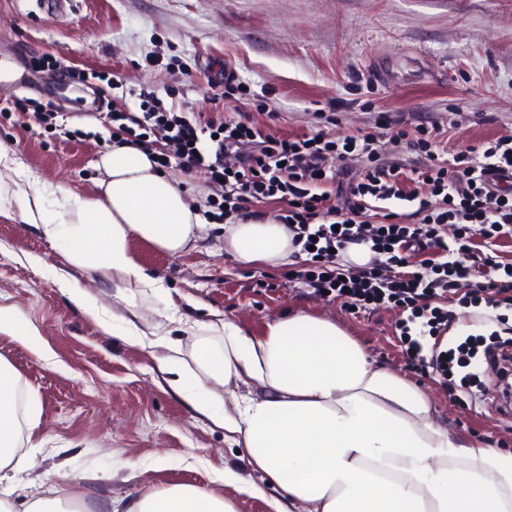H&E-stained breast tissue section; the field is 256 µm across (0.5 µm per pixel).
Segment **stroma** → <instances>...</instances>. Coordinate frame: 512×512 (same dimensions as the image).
<instances>
[{
    "label": "stroma",
    "instance_id": "1",
    "mask_svg": "<svg viewBox=\"0 0 512 512\" xmlns=\"http://www.w3.org/2000/svg\"><path fill=\"white\" fill-rule=\"evenodd\" d=\"M51 68L31 69L34 59ZM84 75L80 84L63 67ZM233 71L248 111L271 101L280 133L308 132L316 110H337L342 138L373 111L430 124L459 111L448 132L459 152L512 135V0H0V307L19 312L33 336L0 333V359L38 395L43 447L28 449L16 500L131 498L174 484L230 501L236 512H272L279 489L241 457L232 435L196 413L152 356L154 338L222 344L231 320L259 331L274 314L303 309L336 322L375 363L431 397L455 433L512 449V418L450 398L401 354L390 309L351 310L285 281L283 268L241 266L210 220L193 251L171 257L137 244L153 288L117 289L72 266L30 224L25 194L95 192L100 156L116 130L109 112L138 111L142 96L178 112L221 111L214 83ZM20 98L53 103L45 126ZM96 296L112 332L65 295L60 279ZM239 473L257 494L222 480Z\"/></svg>",
    "mask_w": 512,
    "mask_h": 512
}]
</instances>
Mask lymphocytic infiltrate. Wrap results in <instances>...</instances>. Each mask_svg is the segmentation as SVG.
I'll return each instance as SVG.
<instances>
[{
  "label": "lymphocytic infiltrate",
  "mask_w": 512,
  "mask_h": 512,
  "mask_svg": "<svg viewBox=\"0 0 512 512\" xmlns=\"http://www.w3.org/2000/svg\"><path fill=\"white\" fill-rule=\"evenodd\" d=\"M235 77L225 74L224 111L201 121L153 99L139 112H115L126 143L152 153L158 166L176 161L184 171L206 170L218 220L235 224L260 218L259 207L280 206L279 219L292 233L294 263L285 274L314 293L350 308L385 307L397 312L401 352L422 374L440 377L451 395L473 396L472 371L484 362L496 371L498 413H512V328L499 332L504 310H512V262L470 249L473 225L489 239L512 237V137L479 143L468 151L448 148L447 122L408 125L379 112L367 127L343 139L325 127L333 112H317L319 129L288 137L270 132L275 110L264 121L241 112ZM208 134L213 151L201 146ZM426 155L425 165L406 169L387 160L388 146ZM362 161L350 180L343 164ZM333 183L335 193L325 192ZM411 203L416 220L388 208ZM351 244L367 246L371 260H346ZM471 253L464 264L461 256ZM419 264H411V257ZM486 269L483 282L463 293L461 281ZM485 303L490 334L459 335L452 328L457 307Z\"/></svg>",
  "instance_id": "1"
}]
</instances>
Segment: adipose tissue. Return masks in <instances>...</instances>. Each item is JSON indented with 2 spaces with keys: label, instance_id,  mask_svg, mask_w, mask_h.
Wrapping results in <instances>:
<instances>
[{
  "label": "adipose tissue",
  "instance_id": "ef3b65f1",
  "mask_svg": "<svg viewBox=\"0 0 512 512\" xmlns=\"http://www.w3.org/2000/svg\"><path fill=\"white\" fill-rule=\"evenodd\" d=\"M98 193L62 196L46 207L26 198L31 224L68 262L116 285L153 287L134 242L177 257L196 247L204 219L142 149L113 145L97 165ZM292 235L271 218L224 227V244L244 266L276 267ZM223 346L202 343L184 355L164 343L157 362L176 372L173 387L192 408L235 434L249 465L265 473L289 505L304 512H512V451L467 439L441 424L429 396L374 364L328 318L296 310L252 332L225 321ZM252 394L227 411L231 382ZM18 380L0 360V512H58L40 496L24 510L10 499L16 451L38 437L32 400L18 402ZM124 512H235L191 486L130 498Z\"/></svg>",
  "mask_w": 512,
  "mask_h": 512
}]
</instances>
